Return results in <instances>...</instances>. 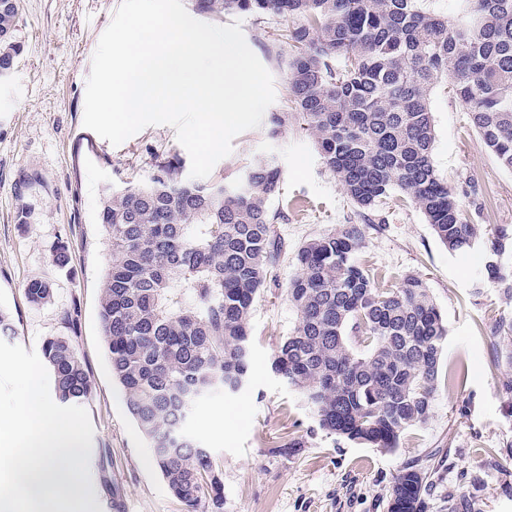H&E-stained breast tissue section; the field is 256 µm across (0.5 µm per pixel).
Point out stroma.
Returning a JSON list of instances; mask_svg holds the SVG:
<instances>
[{
	"mask_svg": "<svg viewBox=\"0 0 512 512\" xmlns=\"http://www.w3.org/2000/svg\"><path fill=\"white\" fill-rule=\"evenodd\" d=\"M121 0H23L18 38L24 52L0 78V311L11 319L9 342L40 350L70 338L94 382L85 408L94 428L91 497L104 512H185L154 465L148 442L112 377L99 319L110 255L98 212L102 194L144 181L157 159L186 156L174 128L146 127L113 145L83 124L86 80L100 36ZM240 24L249 48L270 71L272 111L289 106L282 16ZM433 163L455 191L470 224L512 225V170L481 148L466 110L446 86L431 97ZM275 155L281 194L271 203L286 245L276 279L258 295L250 322V376L238 392L201 402L187 433L209 449L224 484L223 512H388L404 467L423 471L430 487L424 512H512V346L495 333L512 323V298L489 279L481 251L452 253L400 191L375 208H358L324 164L310 136L291 122L276 138L266 127L244 131L211 180L234 183L255 157ZM342 224L360 225L357 262L396 287L404 275L426 283L448 324L442 364L424 425L407 429L398 448L356 444L319 429L302 391L270 362L297 322L288 286L298 275L295 251ZM69 244L65 267L53 262ZM49 279L51 302L31 306L30 277Z\"/></svg>",
	"mask_w": 512,
	"mask_h": 512,
	"instance_id": "35a3bbf8",
	"label": "stroma"
}]
</instances>
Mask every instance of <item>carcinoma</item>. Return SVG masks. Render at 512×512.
<instances>
[{
    "label": "carcinoma",
    "mask_w": 512,
    "mask_h": 512,
    "mask_svg": "<svg viewBox=\"0 0 512 512\" xmlns=\"http://www.w3.org/2000/svg\"><path fill=\"white\" fill-rule=\"evenodd\" d=\"M430 0H193L221 18L249 14L292 20L287 82L292 112H273L269 133L300 123L345 194L369 210L394 190L425 216L450 252L484 247L488 273L512 295L495 258L512 251V225L467 224L438 175L430 96L444 81L466 106L481 147L512 170V0H454L441 15ZM21 0L0 4V76L14 71ZM277 157L245 166L239 181L198 182L182 161L158 162L146 183L105 193L99 213L111 262L99 317L113 378L153 460L186 512H221L224 487L210 452L187 435L194 406L247 382L255 299L285 252L270 211L280 193ZM357 224L300 246L288 288L297 323L271 370L303 389L320 429L392 451L408 428L426 423L447 325L415 275L380 288L359 265ZM34 276L28 301L50 300ZM55 397L89 401L93 384L65 336L46 339ZM425 476L396 477L388 512H421Z\"/></svg>",
    "instance_id": "1"
}]
</instances>
